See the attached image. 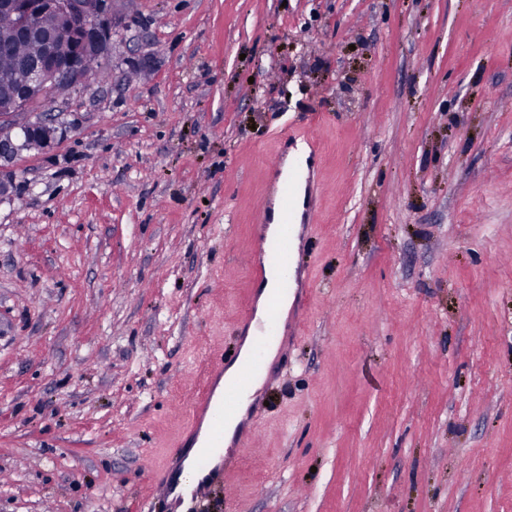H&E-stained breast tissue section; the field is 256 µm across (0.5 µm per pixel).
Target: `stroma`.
Returning a JSON list of instances; mask_svg holds the SVG:
<instances>
[{
    "label": "stroma",
    "instance_id": "35a3bbf8",
    "mask_svg": "<svg viewBox=\"0 0 512 512\" xmlns=\"http://www.w3.org/2000/svg\"><path fill=\"white\" fill-rule=\"evenodd\" d=\"M104 63L0 199V512H512V0H118ZM290 129L303 318L181 508Z\"/></svg>",
    "mask_w": 512,
    "mask_h": 512
}]
</instances>
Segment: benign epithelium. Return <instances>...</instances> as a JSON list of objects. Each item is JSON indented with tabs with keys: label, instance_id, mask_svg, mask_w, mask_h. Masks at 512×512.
<instances>
[{
	"label": "benign epithelium",
	"instance_id": "obj_1",
	"mask_svg": "<svg viewBox=\"0 0 512 512\" xmlns=\"http://www.w3.org/2000/svg\"><path fill=\"white\" fill-rule=\"evenodd\" d=\"M116 0H0V16L10 19L9 44H31L36 54L16 57L21 86L0 94V161L9 163L23 150L39 149L55 134L54 118L35 108L48 89L60 96L87 86L91 75L80 60L107 54ZM72 54L63 61L58 36Z\"/></svg>",
	"mask_w": 512,
	"mask_h": 512
}]
</instances>
